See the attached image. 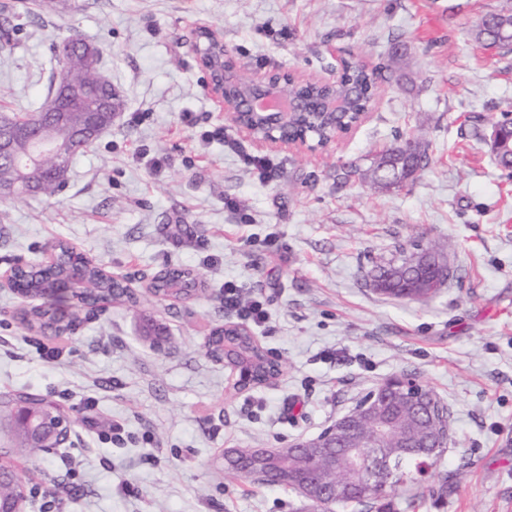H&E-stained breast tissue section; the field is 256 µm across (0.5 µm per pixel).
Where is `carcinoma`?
Instances as JSON below:
<instances>
[{"instance_id":"obj_1","label":"carcinoma","mask_w":512,"mask_h":512,"mask_svg":"<svg viewBox=\"0 0 512 512\" xmlns=\"http://www.w3.org/2000/svg\"><path fill=\"white\" fill-rule=\"evenodd\" d=\"M488 16V20L480 19L475 31V40L488 49H496L503 53L512 52V9L490 12ZM66 66L73 84L83 87L93 83L94 75L86 67L78 51H73L66 61ZM288 91L303 93L317 100L327 93L329 88L318 84H290ZM336 92L348 99L347 111L336 114L334 121L318 114H311L303 119L304 128L328 137L342 125L356 121L359 113L371 111L379 96L378 77L361 60L350 58L345 61L343 75L336 84ZM52 96L53 88L50 87L35 112H0V120L10 121L21 128L16 144L18 154L27 153L24 140L30 133L46 134L67 145L68 150L64 157L69 160L84 152L86 144L76 138L73 114H60L54 111ZM427 164L428 146L408 138L381 149L372 166L364 173L356 166L349 165L347 175L360 173L382 190L389 189L388 183L392 181L395 188L400 189L413 181ZM56 169L53 157L44 156L38 159L37 178L44 196H56L67 185L65 180L53 178V171ZM0 183L16 185L13 192L15 197L24 196L32 191V187L21 180L16 166L8 159L0 161ZM51 248L54 249L55 256L52 265L30 263L15 269L13 273L15 288L29 298L40 301V304L31 310L27 319L30 328L43 333L50 332L56 336L71 332L75 326V318L66 317L60 311L61 304L70 301L75 306H87L92 311L101 310L114 302L131 305L138 302L135 293L128 288L124 280L113 277L111 272L77 251L70 243L59 240L52 243ZM422 254V244L412 240L399 245L389 260L374 263L369 278L377 282L376 291L397 300L413 302L425 301L437 295L448 282V278L440 276L433 263L421 259ZM77 267L83 275L82 287L57 296L46 295V289L55 287ZM150 289L151 293L161 298L190 297L202 291V280L197 278L191 268L163 269L153 276ZM206 355L216 362L224 361L235 368L243 363L252 364V385L271 382L281 367V363L258 346L241 325L235 323H228L213 330L208 339ZM25 399L35 413L51 418L64 428L67 427L69 420L60 408L29 394ZM390 407L395 418L381 442V447L393 455L398 454L403 447L405 437L409 436L415 444L423 445L428 443L431 434L448 423L446 419L428 418L425 407L413 406L403 396H392ZM285 466L294 472L295 479L288 482L283 480L281 471ZM326 466L325 459L314 455L313 451L307 448H300L297 454L279 464H264L254 472L226 467L224 473L233 479H250L262 485L296 492L302 482L326 472ZM416 467L418 464L415 460H405L401 476L374 487L369 499L374 502L387 499L395 486L413 481L412 469ZM331 474L348 482L349 485V495L345 496L338 506L350 508L362 505L355 493L364 482V475L355 472L342 455L337 457L336 469L331 471ZM0 475L3 476V480L0 481V499L16 497V489L18 484L22 483V478L11 466L2 464Z\"/></svg>"}]
</instances>
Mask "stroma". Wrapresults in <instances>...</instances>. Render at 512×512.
<instances>
[{"mask_svg":"<svg viewBox=\"0 0 512 512\" xmlns=\"http://www.w3.org/2000/svg\"><path fill=\"white\" fill-rule=\"evenodd\" d=\"M504 4L62 0L33 18L18 0H0L18 27L0 51L6 106L44 95L46 44L74 31L100 47L118 93L115 122L74 160L61 194L0 201V275L63 237L140 297L73 334L42 336L23 325L30 301L0 288V464L23 476L41 512H310L297 493L226 477L225 451L313 438L402 373L447 404L451 439L417 499L397 490L388 512H512V173L485 141L491 122L512 113V52L472 36ZM200 27L223 38L251 79L277 70L332 78L352 56L391 78L336 145L262 151L207 93ZM216 127L236 148L200 140ZM409 134L430 157L413 183L380 191L338 178L344 163L368 167ZM246 154L269 159L274 175L247 168ZM411 240L446 245L455 271L422 303L379 294L366 278ZM165 266L196 269L206 293L156 301L149 284ZM228 282L269 312L247 330L284 364L270 385L234 390L237 373L205 354L212 329L237 319L224 304ZM145 315L165 326L167 343L141 338ZM20 393L69 417L63 447L20 450ZM443 475L447 494H430Z\"/></svg>","mask_w":512,"mask_h":512,"instance_id":"35a3bbf8","label":"stroma"}]
</instances>
